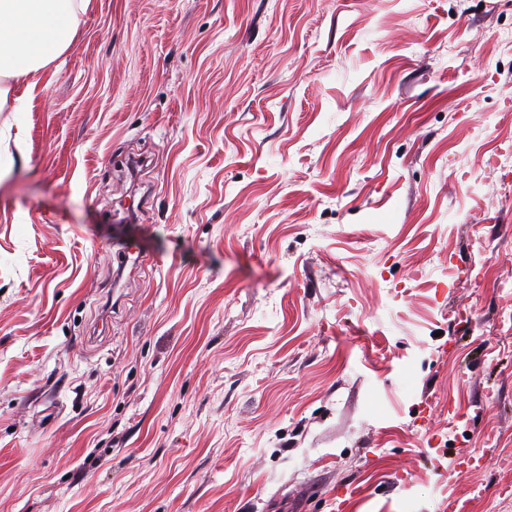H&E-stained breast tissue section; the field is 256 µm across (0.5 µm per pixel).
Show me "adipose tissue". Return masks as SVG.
<instances>
[{"label": "adipose tissue", "instance_id": "ef3b65f1", "mask_svg": "<svg viewBox=\"0 0 512 512\" xmlns=\"http://www.w3.org/2000/svg\"><path fill=\"white\" fill-rule=\"evenodd\" d=\"M77 22L75 0H0V111H21Z\"/></svg>", "mask_w": 512, "mask_h": 512}]
</instances>
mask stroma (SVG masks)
Segmentation results:
<instances>
[{
  "label": "stroma",
  "instance_id": "stroma-1",
  "mask_svg": "<svg viewBox=\"0 0 512 512\" xmlns=\"http://www.w3.org/2000/svg\"><path fill=\"white\" fill-rule=\"evenodd\" d=\"M78 20L0 112V512H512V0Z\"/></svg>",
  "mask_w": 512,
  "mask_h": 512
}]
</instances>
